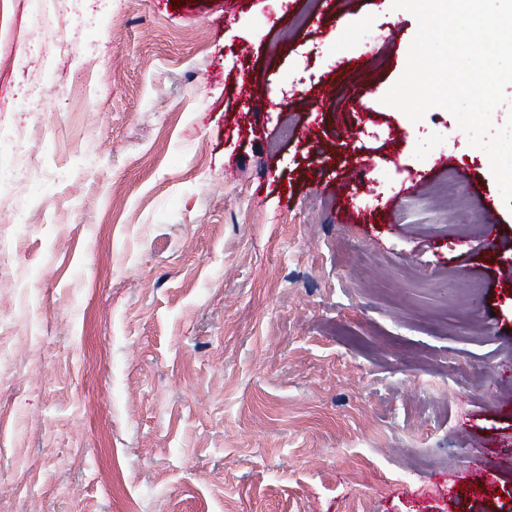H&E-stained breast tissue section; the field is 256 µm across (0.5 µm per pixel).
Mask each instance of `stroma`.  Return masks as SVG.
Instances as JSON below:
<instances>
[{"instance_id": "35a3bbf8", "label": "stroma", "mask_w": 512, "mask_h": 512, "mask_svg": "<svg viewBox=\"0 0 512 512\" xmlns=\"http://www.w3.org/2000/svg\"><path fill=\"white\" fill-rule=\"evenodd\" d=\"M48 5L0 0V512H512V210L383 104L413 15L71 0L46 42Z\"/></svg>"}]
</instances>
